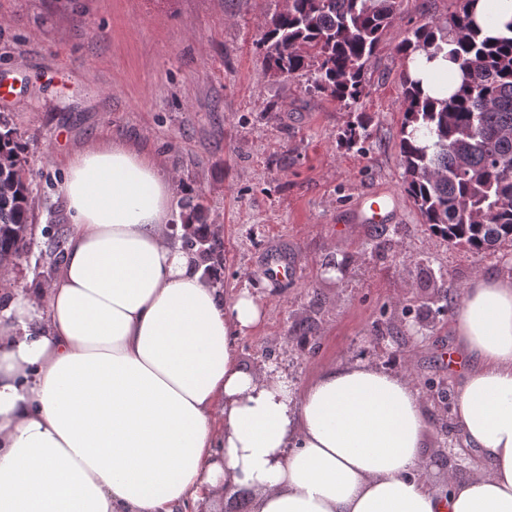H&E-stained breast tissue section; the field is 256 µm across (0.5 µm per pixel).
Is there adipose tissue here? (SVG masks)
I'll return each instance as SVG.
<instances>
[{
  "instance_id": "adipose-tissue-1",
  "label": "adipose tissue",
  "mask_w": 512,
  "mask_h": 512,
  "mask_svg": "<svg viewBox=\"0 0 512 512\" xmlns=\"http://www.w3.org/2000/svg\"><path fill=\"white\" fill-rule=\"evenodd\" d=\"M408 67L432 97L463 81L445 50ZM59 190L61 275L0 301V512H180L237 486L249 512H512V275H475L456 309V420L480 465L441 493L408 378L339 364L299 391L240 366L266 308L202 281L150 157L108 138Z\"/></svg>"
}]
</instances>
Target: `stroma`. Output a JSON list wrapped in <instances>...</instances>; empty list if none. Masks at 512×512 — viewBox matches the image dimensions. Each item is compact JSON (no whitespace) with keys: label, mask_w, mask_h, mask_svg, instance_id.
Masks as SVG:
<instances>
[{"label":"stroma","mask_w":512,"mask_h":512,"mask_svg":"<svg viewBox=\"0 0 512 512\" xmlns=\"http://www.w3.org/2000/svg\"><path fill=\"white\" fill-rule=\"evenodd\" d=\"M286 0H0V77L12 86L0 115L25 147L33 239L7 288L40 292L57 278L52 252L71 219L59 192L84 146L113 135L152 156L173 179L170 229L186 198L224 243L217 288L248 291L264 324L237 341L241 366L277 370L304 388L328 367L370 363L409 377L428 419L423 470L438 489L476 469L456 424L463 368L445 366L455 306L434 283L465 286L477 272L512 275V245L477 254L423 224L403 190L405 110L396 47L412 28L443 23L458 0H404L350 106L306 78L267 72L257 42ZM367 139L347 147L348 124ZM378 189L397 200L383 228L344 217ZM292 277L269 281L266 254Z\"/></svg>","instance_id":"35a3bbf8"}]
</instances>
